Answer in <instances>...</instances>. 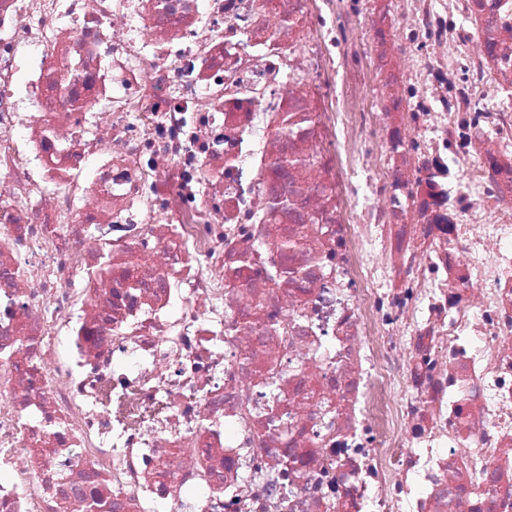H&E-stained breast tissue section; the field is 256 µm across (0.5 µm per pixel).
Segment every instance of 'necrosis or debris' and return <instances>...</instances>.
<instances>
[{
	"label": "necrosis or debris",
	"mask_w": 512,
	"mask_h": 512,
	"mask_svg": "<svg viewBox=\"0 0 512 512\" xmlns=\"http://www.w3.org/2000/svg\"><path fill=\"white\" fill-rule=\"evenodd\" d=\"M0 466L512 512V0H0Z\"/></svg>",
	"instance_id": "obj_1"
}]
</instances>
